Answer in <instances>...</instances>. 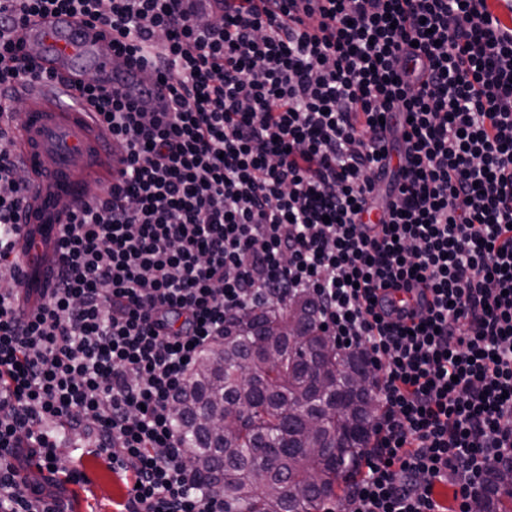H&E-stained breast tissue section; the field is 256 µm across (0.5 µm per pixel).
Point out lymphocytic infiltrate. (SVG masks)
<instances>
[{"label": "lymphocytic infiltrate", "mask_w": 512, "mask_h": 512, "mask_svg": "<svg viewBox=\"0 0 512 512\" xmlns=\"http://www.w3.org/2000/svg\"><path fill=\"white\" fill-rule=\"evenodd\" d=\"M295 2L0 0V116L41 76L23 30L60 13L167 91L149 107L71 80L124 166L70 213L32 316L27 172L0 148V512H50L59 428L125 477L123 512H224L174 401L226 323L298 293L375 379L341 512H444L440 484L470 512L512 459V27L491 0H324L317 36L283 21ZM33 465L46 482L20 478Z\"/></svg>", "instance_id": "1"}]
</instances>
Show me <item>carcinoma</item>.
Wrapping results in <instances>:
<instances>
[{"instance_id":"cac0c4a2","label":"carcinoma","mask_w":512,"mask_h":512,"mask_svg":"<svg viewBox=\"0 0 512 512\" xmlns=\"http://www.w3.org/2000/svg\"><path fill=\"white\" fill-rule=\"evenodd\" d=\"M294 315L302 336L279 334ZM329 341L315 302L295 296L250 309L200 354L174 425L196 473L224 490V512H326L347 493L379 402L367 362ZM316 360L331 377L324 389L310 380ZM336 443L334 458L311 452ZM258 448L275 449L262 487L249 478ZM508 471L511 460L490 468L483 512H512L498 482Z\"/></svg>"}]
</instances>
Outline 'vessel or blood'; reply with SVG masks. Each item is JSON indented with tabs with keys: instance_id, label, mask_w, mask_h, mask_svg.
Returning <instances> with one entry per match:
<instances>
[{
	"instance_id": "b4317fda",
	"label": "vessel or blood",
	"mask_w": 512,
	"mask_h": 512,
	"mask_svg": "<svg viewBox=\"0 0 512 512\" xmlns=\"http://www.w3.org/2000/svg\"><path fill=\"white\" fill-rule=\"evenodd\" d=\"M23 52L46 74L71 78L84 72L106 91L139 90L138 70L113 69L111 37L101 27L80 26L64 15L51 17L29 25ZM18 93L22 113L12 138L17 157L30 172L18 233L26 250L20 278L33 288L54 268L66 214L115 183L123 154L119 147H105L94 113L62 101L54 85L28 80L19 84Z\"/></svg>"
}]
</instances>
